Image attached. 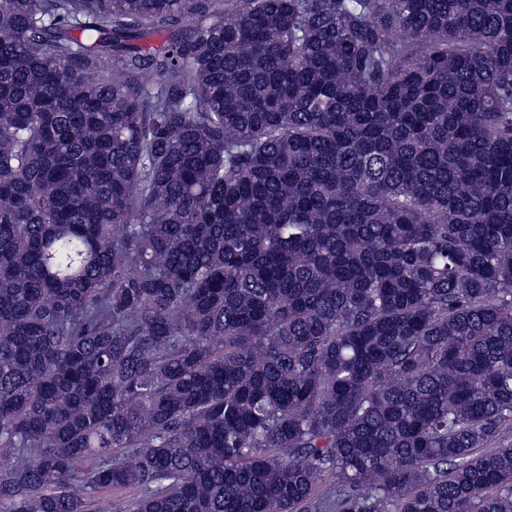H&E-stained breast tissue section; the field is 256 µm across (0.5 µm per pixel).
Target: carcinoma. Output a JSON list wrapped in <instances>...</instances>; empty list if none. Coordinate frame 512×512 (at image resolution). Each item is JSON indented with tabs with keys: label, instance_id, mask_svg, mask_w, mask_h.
<instances>
[{
	"label": "carcinoma",
	"instance_id": "obj_1",
	"mask_svg": "<svg viewBox=\"0 0 512 512\" xmlns=\"http://www.w3.org/2000/svg\"><path fill=\"white\" fill-rule=\"evenodd\" d=\"M0 454V512H512V0H0Z\"/></svg>",
	"mask_w": 512,
	"mask_h": 512
}]
</instances>
